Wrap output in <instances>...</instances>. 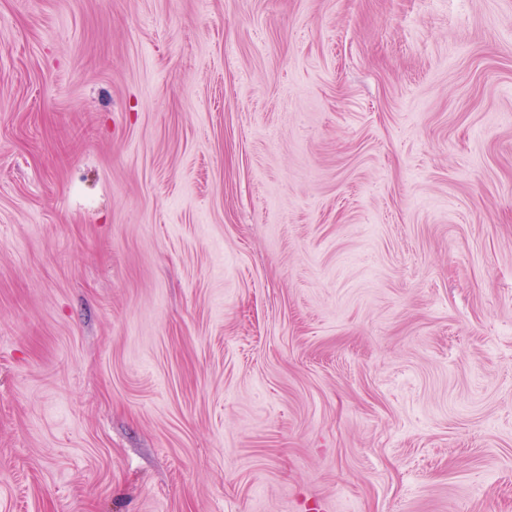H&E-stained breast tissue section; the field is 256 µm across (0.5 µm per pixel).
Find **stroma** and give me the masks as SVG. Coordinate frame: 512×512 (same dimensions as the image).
Segmentation results:
<instances>
[{
    "label": "stroma",
    "instance_id": "1",
    "mask_svg": "<svg viewBox=\"0 0 512 512\" xmlns=\"http://www.w3.org/2000/svg\"><path fill=\"white\" fill-rule=\"evenodd\" d=\"M0 512H512V0H0Z\"/></svg>",
    "mask_w": 512,
    "mask_h": 512
}]
</instances>
